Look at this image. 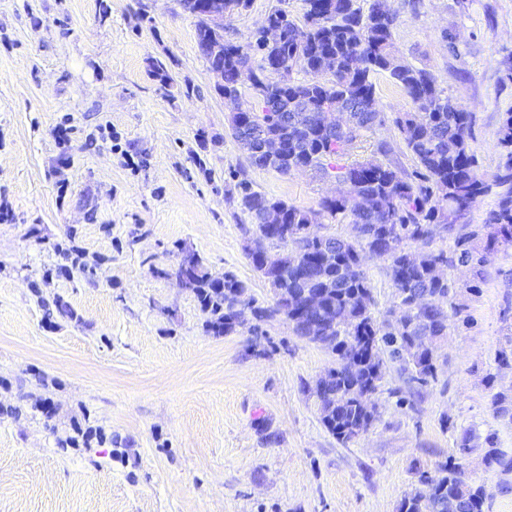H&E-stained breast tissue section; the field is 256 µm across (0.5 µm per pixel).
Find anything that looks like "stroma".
I'll list each match as a JSON object with an SVG mask.
<instances>
[{"label":"stroma","instance_id":"35a3bbf8","mask_svg":"<svg viewBox=\"0 0 512 512\" xmlns=\"http://www.w3.org/2000/svg\"><path fill=\"white\" fill-rule=\"evenodd\" d=\"M395 50L433 74L473 116L478 173L492 181L498 130L512 110V0H386ZM303 16L302 0H250L224 20L246 44L274 9ZM198 19L179 0H0V512H397L437 473L462 435L465 478L483 486L484 512H512L505 476L484 458L485 437L512 455V248L482 276L448 270L468 323L450 321L437 378L399 405L387 368L378 418L341 443L305 392L336 357L296 336L282 317L206 332L190 289L170 275L183 252L215 279L232 274L256 305L273 302L244 246L251 226L229 173L306 210L342 190L339 167L377 161L412 169L394 124L413 111L405 92L375 76L381 125L362 131L325 173L250 166L228 121L217 75L197 46ZM162 64L170 75L154 74ZM67 138H59V128ZM120 151H113V144ZM96 264L93 282L61 272L53 248L68 229ZM376 318L395 309L385 261L366 258ZM63 297L81 323L47 325L39 298ZM268 343L250 351L253 328ZM51 403L52 417L35 413ZM89 416L124 442L61 451ZM279 436L268 444L256 425Z\"/></svg>","mask_w":512,"mask_h":512}]
</instances>
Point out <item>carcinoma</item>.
Wrapping results in <instances>:
<instances>
[{"label": "carcinoma", "instance_id": "1", "mask_svg": "<svg viewBox=\"0 0 512 512\" xmlns=\"http://www.w3.org/2000/svg\"><path fill=\"white\" fill-rule=\"evenodd\" d=\"M305 11L299 23L282 9L267 15L268 27L256 30L244 45L224 41L212 34L201 14L197 27L198 47L212 66H222L217 90L224 96L230 127L248 153L251 166L281 174L294 170L326 171V162L340 157L360 131L382 123L376 107L373 76L386 73L411 99L414 112L395 118L416 170L383 163L362 162L344 168L339 178L349 184L348 196L326 197L318 210H305L253 189L252 184L232 174L240 209L254 221L248 230L245 252L253 267L273 290V304L254 305L247 288L233 275L213 279L194 258L191 268L178 266L175 276L186 281L206 314L205 327L215 336H226L239 325L240 309L253 310L261 322L283 316L295 335L319 344L336 355L335 374L321 376L314 392L326 430L345 444L367 432L377 420L373 400L392 365L407 382L421 387L437 379L438 357L429 348L415 345L417 338L438 339L448 335V322L461 318L454 302L455 285L437 274L439 267L470 266L480 269L487 255L512 247V111L504 113L499 129L501 161L486 184L477 173L478 160L471 152L469 113L438 87L436 78L399 58L393 47L396 17L385 0H374L363 13L356 0H303ZM327 60L330 79L296 81L295 68L314 73ZM278 74L272 80L269 73ZM261 81L266 93L261 111L244 106L241 89ZM347 115L345 125L333 128L325 114ZM279 143V153L261 152L262 143ZM495 203L486 225L491 228L484 244L477 235L456 237L455 249H430L435 232L459 229L462 210H470L491 188ZM350 219L358 228L352 240L313 230L324 216ZM77 232L67 233V242L54 244L72 269L91 278L93 269L84 261V251L75 244ZM293 244L298 257L283 259L286 271L264 267L258 256L270 242ZM409 242L424 249L412 252ZM387 262V269L406 314L382 321L372 313V288L363 269L366 256ZM308 293L322 295V311H301ZM434 296L438 305L423 308ZM45 320L55 318L81 322L77 311L62 297L48 301L38 297ZM114 443L98 427L76 423L73 435L57 442L58 448L90 449ZM485 460L507 475L512 456L497 448L495 435L486 437ZM440 475L418 472L422 488L405 496L398 512H448V501L466 504V512H483L485 490L463 476L454 459L439 467Z\"/></svg>", "mask_w": 512, "mask_h": 512}]
</instances>
